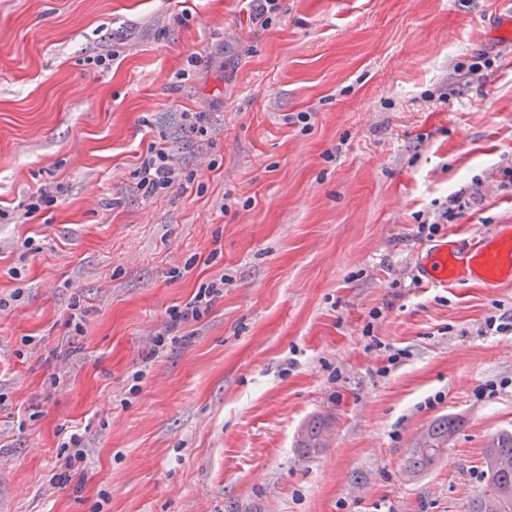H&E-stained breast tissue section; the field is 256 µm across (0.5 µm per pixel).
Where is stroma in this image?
<instances>
[{"label":"stroma","mask_w":512,"mask_h":512,"mask_svg":"<svg viewBox=\"0 0 512 512\" xmlns=\"http://www.w3.org/2000/svg\"><path fill=\"white\" fill-rule=\"evenodd\" d=\"M495 9L283 0L260 27L246 0H0L10 512H468L512 430V331L487 330L512 284L426 286L418 259L512 225ZM163 136L184 181L149 196L134 172ZM453 194L465 213L421 233ZM317 413L333 425L308 458ZM443 415L447 453L408 480ZM74 430L86 455L51 485ZM220 292H221V289L217 288L216 284L215 285L213 284L211 286V288H206L204 290V292L199 291L196 294V296H195L196 301L193 302L192 306H188L183 311H181L179 309L178 310L173 309L170 313V320L173 322V325L177 324L178 322L187 320L189 318V316H191L192 318H195L199 313L198 306L200 304H202L203 300L205 303V307L207 308L208 305H210V303L212 302L213 297L216 294H219ZM190 308H191V310H190ZM330 421L325 416L316 415L306 420L298 429L295 448L309 456L321 453L328 446ZM459 424V418L448 417V415L433 420L406 459L405 475L408 478H417L434 466L448 451V440Z\"/></svg>","instance_id":"1"}]
</instances>
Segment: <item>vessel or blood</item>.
Listing matches in <instances>:
<instances>
[{
    "label": "vessel or blood",
    "instance_id": "vessel-or-blood-1",
    "mask_svg": "<svg viewBox=\"0 0 512 512\" xmlns=\"http://www.w3.org/2000/svg\"><path fill=\"white\" fill-rule=\"evenodd\" d=\"M419 278L443 286L469 278L491 287L512 282V228L479 239L463 252L439 245L426 255Z\"/></svg>",
    "mask_w": 512,
    "mask_h": 512
}]
</instances>
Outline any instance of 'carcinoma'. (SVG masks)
Wrapping results in <instances>:
<instances>
[{
    "instance_id": "cac0c4a2",
    "label": "carcinoma",
    "mask_w": 512,
    "mask_h": 512,
    "mask_svg": "<svg viewBox=\"0 0 512 512\" xmlns=\"http://www.w3.org/2000/svg\"><path fill=\"white\" fill-rule=\"evenodd\" d=\"M460 424L457 417L442 416L433 420L412 448L404 463V473L417 478L434 466L448 451V440ZM331 429L328 418L316 415L298 429L295 447L309 456L328 446ZM484 487L468 507V512H512V431L494 434L483 455Z\"/></svg>"
}]
</instances>
